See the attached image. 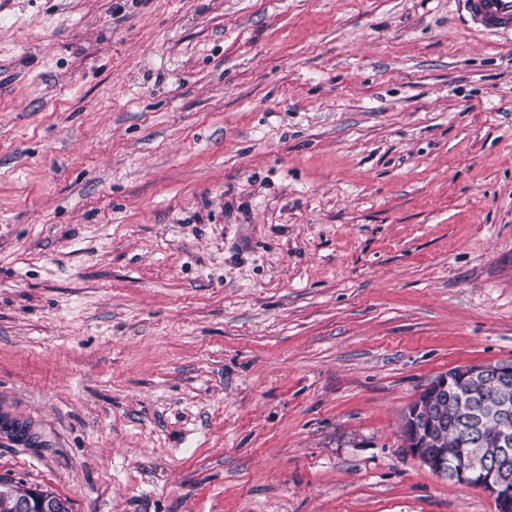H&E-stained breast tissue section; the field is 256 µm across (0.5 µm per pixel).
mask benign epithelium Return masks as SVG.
I'll return each instance as SVG.
<instances>
[{
	"instance_id": "1",
	"label": "benign epithelium",
	"mask_w": 512,
	"mask_h": 512,
	"mask_svg": "<svg viewBox=\"0 0 512 512\" xmlns=\"http://www.w3.org/2000/svg\"><path fill=\"white\" fill-rule=\"evenodd\" d=\"M491 378L498 389H512V364H474L460 374L442 373L424 386L411 407L404 413L401 436L407 451L435 475L456 485L467 484L466 474L479 467L489 472L480 485L489 496L499 501L501 512H512V437L503 434L498 447L476 450L469 460L448 461L444 438L445 417L443 406L448 389L456 382L478 381ZM480 408L489 410L499 418L508 416V401L493 393L481 402ZM56 502L35 495L29 489H0V512H55Z\"/></svg>"
}]
</instances>
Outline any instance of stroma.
<instances>
[{
    "label": "stroma",
    "instance_id": "35a3bbf8",
    "mask_svg": "<svg viewBox=\"0 0 512 512\" xmlns=\"http://www.w3.org/2000/svg\"><path fill=\"white\" fill-rule=\"evenodd\" d=\"M512 362V38L458 0H0V483L70 512H497L400 436ZM0 436L22 446H32L39 443L38 433L31 422L6 414L0 415Z\"/></svg>",
    "mask_w": 512,
    "mask_h": 512
}]
</instances>
